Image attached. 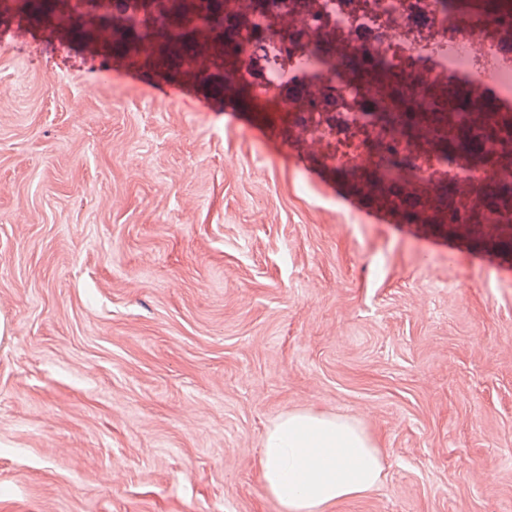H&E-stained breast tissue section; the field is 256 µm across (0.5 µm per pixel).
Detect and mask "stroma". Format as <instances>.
Listing matches in <instances>:
<instances>
[{
  "mask_svg": "<svg viewBox=\"0 0 512 512\" xmlns=\"http://www.w3.org/2000/svg\"><path fill=\"white\" fill-rule=\"evenodd\" d=\"M191 54L108 86L109 48L0 11V512H281L259 458L297 409L384 453L332 512H512V250L480 265L446 207L366 223L335 111L258 141L272 56L233 96ZM148 88L155 99H160L164 102H185L190 99L192 100L196 111H209V105L207 103L193 98L188 90L182 85L150 84L148 85Z\"/></svg>",
  "mask_w": 512,
  "mask_h": 512,
  "instance_id": "obj_1",
  "label": "stroma"
}]
</instances>
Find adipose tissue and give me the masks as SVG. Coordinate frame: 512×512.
I'll list each match as a JSON object with an SVG mask.
<instances>
[{
	"label": "adipose tissue",
	"instance_id": "1",
	"mask_svg": "<svg viewBox=\"0 0 512 512\" xmlns=\"http://www.w3.org/2000/svg\"><path fill=\"white\" fill-rule=\"evenodd\" d=\"M383 470L380 448L358 423L309 409L271 424L259 460L262 485L283 512H327L372 492Z\"/></svg>",
	"mask_w": 512,
	"mask_h": 512
}]
</instances>
